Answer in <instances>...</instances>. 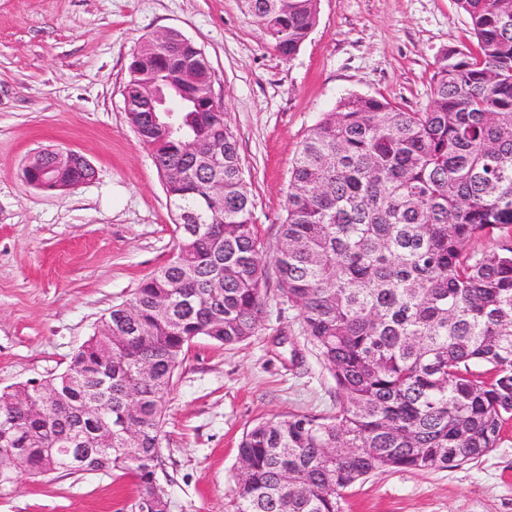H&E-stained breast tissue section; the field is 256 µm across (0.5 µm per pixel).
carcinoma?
<instances>
[{"label": "carcinoma", "instance_id": "1", "mask_svg": "<svg viewBox=\"0 0 512 512\" xmlns=\"http://www.w3.org/2000/svg\"><path fill=\"white\" fill-rule=\"evenodd\" d=\"M284 59L318 20V0H240ZM478 51L445 49L431 101L406 111L348 95L310 129L294 160L280 297L336 380L332 415L260 422L239 443L234 512H342L346 493L388 470L430 472L498 447L512 418V0H458ZM128 83L212 79L207 61L143 40ZM172 206L173 258L112 307L66 370L0 392V488L19 472L130 474V512L170 500L157 479L166 404L192 342L224 346L262 328L267 262L238 142L224 110L183 112L164 134L127 110ZM194 139L199 154L185 152ZM223 221L184 223L217 208ZM112 447L90 448L101 428Z\"/></svg>", "mask_w": 512, "mask_h": 512}]
</instances>
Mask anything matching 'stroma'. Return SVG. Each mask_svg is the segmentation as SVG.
Instances as JSON below:
<instances>
[{
  "label": "stroma",
  "mask_w": 512,
  "mask_h": 512,
  "mask_svg": "<svg viewBox=\"0 0 512 512\" xmlns=\"http://www.w3.org/2000/svg\"><path fill=\"white\" fill-rule=\"evenodd\" d=\"M296 55L281 58L239 0H0V391L64 371L112 306L172 257L174 213L126 118L123 87L144 38L173 28L215 73L267 257L281 247L292 163L337 101L382 97L416 111L434 62L477 48L457 0H319ZM78 152L85 184L29 186L34 154ZM266 320L235 346L195 340L174 379L157 478L170 512H232L237 447L255 423L331 415L336 381L282 304L275 271ZM131 478L100 472L19 479L0 512H127ZM343 512H512V419L497 448L433 472L387 471L355 486Z\"/></svg>",
  "instance_id": "1"
}]
</instances>
